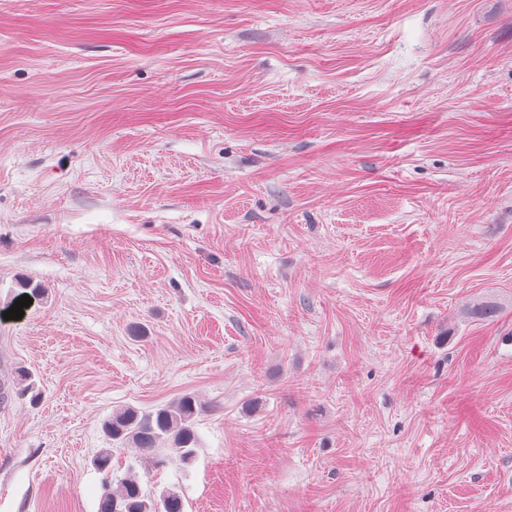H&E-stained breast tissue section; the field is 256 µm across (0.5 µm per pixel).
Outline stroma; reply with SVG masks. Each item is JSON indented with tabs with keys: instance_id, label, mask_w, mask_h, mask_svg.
Segmentation results:
<instances>
[{
	"instance_id": "obj_1",
	"label": "stroma",
	"mask_w": 512,
	"mask_h": 512,
	"mask_svg": "<svg viewBox=\"0 0 512 512\" xmlns=\"http://www.w3.org/2000/svg\"><path fill=\"white\" fill-rule=\"evenodd\" d=\"M20 366L0 512L185 392L186 512H512V0H0Z\"/></svg>"
}]
</instances>
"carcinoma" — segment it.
I'll list each match as a JSON object with an SVG mask.
<instances>
[{
	"instance_id": "cac0c4a2",
	"label": "carcinoma",
	"mask_w": 512,
	"mask_h": 512,
	"mask_svg": "<svg viewBox=\"0 0 512 512\" xmlns=\"http://www.w3.org/2000/svg\"><path fill=\"white\" fill-rule=\"evenodd\" d=\"M17 395H35V382L30 372L16 371ZM205 409L199 396L185 392L174 400L142 412L130 405H118L101 422V432L108 447L98 451L93 464L100 471H111L115 451L133 448L145 468L167 464L188 466L198 447L195 425ZM182 496L173 488L156 495L144 489L134 468L123 476L107 481L98 512H184Z\"/></svg>"
}]
</instances>
